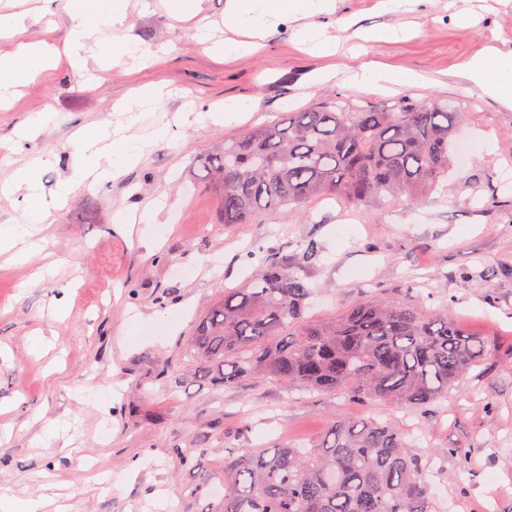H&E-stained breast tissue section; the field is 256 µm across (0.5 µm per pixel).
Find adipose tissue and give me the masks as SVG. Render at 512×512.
<instances>
[{
	"label": "adipose tissue",
	"mask_w": 512,
	"mask_h": 512,
	"mask_svg": "<svg viewBox=\"0 0 512 512\" xmlns=\"http://www.w3.org/2000/svg\"><path fill=\"white\" fill-rule=\"evenodd\" d=\"M334 6L335 0H227L224 8L225 26L249 33L250 39L217 44L213 50L222 55L257 51L259 38L280 18L329 13ZM125 8L126 0H68L74 67L82 65L80 52L86 41L105 29L111 30L112 35L100 43V58L124 62L140 57L142 50L139 44L115 31L116 25L124 18ZM24 28L23 16L0 15V36L13 41L10 48H0V101L12 96L16 87L34 80L54 59L55 52L51 47L21 40ZM463 75L484 94L503 107L512 109V54L478 53L466 63ZM426 81V76L421 73L412 71L399 76L377 63L362 65L351 71L348 77L351 86L378 92L389 91L392 85L398 83L416 87L424 85ZM142 151L139 140L121 136L107 142L98 129L84 130L79 160L72 176L51 201L44 199L37 174L38 166L49 162V154H40L34 158L32 165L16 170L12 183L0 185V193L9 194L16 184L25 186L29 207L23 223L0 225V253L9 251L15 261H25L39 247L38 242L31 239L32 227L46 223L51 210L66 200L73 187L82 185L90 178L97 182L113 178L126 167L139 162Z\"/></svg>",
	"instance_id": "1"
}]
</instances>
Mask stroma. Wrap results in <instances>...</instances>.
Here are the masks:
<instances>
[{
  "label": "stroma",
  "mask_w": 512,
  "mask_h": 512,
  "mask_svg": "<svg viewBox=\"0 0 512 512\" xmlns=\"http://www.w3.org/2000/svg\"><path fill=\"white\" fill-rule=\"evenodd\" d=\"M128 2L121 32L140 44V63L107 68L88 51L82 70L48 69L0 108V182L51 152L39 175L48 200L78 161L81 129L168 131L136 166L76 188L27 263L0 255V496L48 494L66 512H216L226 449L313 448L341 417L403 429L438 466L437 498L449 512H512V110L462 76L484 48L512 53V0H411L405 12L336 0L331 14L306 19L336 40V54L309 53L295 36L298 22L285 18L259 50L224 57L199 43L198 27L172 18L166 0ZM0 11L26 13L24 40L64 47L65 0L44 10L37 0H0ZM383 28L405 35L369 40ZM370 62L430 82L389 93L341 82L340 71ZM323 70L334 78L315 82ZM146 84L163 85L165 96L129 125L120 104ZM338 93L384 110L406 96L452 107L468 100L448 173L453 192L373 209L321 198L300 212L222 223L200 157L244 127ZM228 99L253 105L244 124L201 120ZM46 109L56 120L22 138L30 115ZM150 203L162 207L160 235H143L139 223L129 235L114 230L120 211ZM311 239L322 247L306 272L312 319L375 290L425 315L447 307L460 327L487 339L486 358L425 413L271 378L224 386L206 375L186 344L224 289L251 274L249 251L292 256ZM50 263L54 275L39 278ZM38 337L52 343L49 354L34 348ZM56 421L65 431L45 436ZM459 447L468 451L463 465L449 454Z\"/></svg>",
  "instance_id": "1"
}]
</instances>
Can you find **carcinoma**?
Here are the masks:
<instances>
[{"label": "carcinoma", "instance_id": "obj_1", "mask_svg": "<svg viewBox=\"0 0 512 512\" xmlns=\"http://www.w3.org/2000/svg\"><path fill=\"white\" fill-rule=\"evenodd\" d=\"M464 109L402 98L389 110L345 95L274 123L250 127L208 152L201 167L224 224L317 198L382 205L444 185ZM307 245L293 263L261 247L255 275L224 290L196 323L188 355L224 384L272 378L290 388L336 392L425 410L488 354L487 342L437 310L365 294L326 321L307 315L314 290L299 275L320 259ZM326 443L303 451L224 455L220 512H439L428 462L387 422L331 421Z\"/></svg>", "mask_w": 512, "mask_h": 512}]
</instances>
